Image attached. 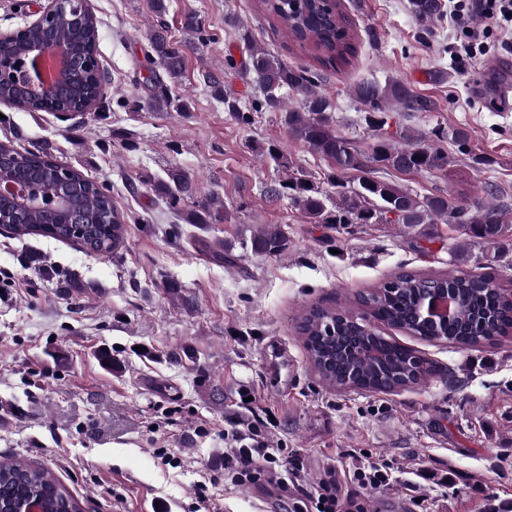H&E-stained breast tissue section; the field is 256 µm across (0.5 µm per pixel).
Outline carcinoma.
Masks as SVG:
<instances>
[{
  "label": "carcinoma",
  "instance_id": "obj_1",
  "mask_svg": "<svg viewBox=\"0 0 512 512\" xmlns=\"http://www.w3.org/2000/svg\"><path fill=\"white\" fill-rule=\"evenodd\" d=\"M266 16L283 22L293 41L324 66L346 65L356 53L355 33L350 27L341 0H257ZM411 14L421 23H428L440 14V0H408ZM55 40L71 46L78 70L71 72L63 100L44 98L23 100L20 89L10 79L0 80V105L10 109L24 104L29 112L85 111L98 98L100 64L98 59L99 23L93 13L81 15L76 5L67 3L45 21ZM42 26L24 29L15 37L0 40V60L16 59L42 38ZM184 54L180 44L160 27L149 38L145 85L149 90L146 103L153 109L169 107L174 101L172 83L182 75ZM247 71L261 92L257 106L283 114L291 139L307 145L335 165L332 186L336 187V211L326 205V194L308 179L289 177L282 189L292 203L313 223L318 224H401L408 229L421 225L447 222L455 225L462 241L479 240L496 245L512 235V214L485 197L452 202L444 195L420 197L411 189L378 180L372 169L382 167L398 172L445 170L448 152L437 143H426L404 131L386 130L377 134L369 152L361 151L335 127L332 104L308 69L290 66L261 47L249 50ZM300 97L297 106L287 104L286 96ZM354 98L368 112H422L428 105L404 82L389 80L385 85L362 82L352 89ZM48 154L21 152L8 142H0V182L24 178L33 197L48 188L45 179ZM70 174L65 190L73 210L83 215L90 229L89 237H79L64 216L50 217L47 211L33 204L23 211L22 223L16 224L13 208L0 202V225L13 234L42 236L68 242L87 252L113 253L123 243L124 224L112 206V197L105 188L74 167H65ZM359 171L358 185L347 187L346 177ZM157 191L179 204L197 192L195 181L178 168L167 172V179L155 184ZM286 246L279 226L268 224L250 238L251 251L259 255H275ZM432 284L454 289L457 308L448 324L441 328L440 339L463 348H484L501 344L512 331V290L500 285L486 274L475 276L459 269L453 274L421 276L401 273L359 296L357 310L313 308L299 320L310 363L320 380L336 391L355 390L391 392L418 383L428 373L426 366L407 370L414 350L388 336H375L381 349L378 356L363 350L354 358L342 359L327 351L318 338L326 335L327 322L341 315L345 318L342 335L362 334L376 323L401 329L412 336L430 339L434 331L416 321L419 289ZM24 496L39 497L48 512H54L66 499L72 509L78 502L46 469L21 461L0 464V502L16 501Z\"/></svg>",
  "mask_w": 512,
  "mask_h": 512
}]
</instances>
